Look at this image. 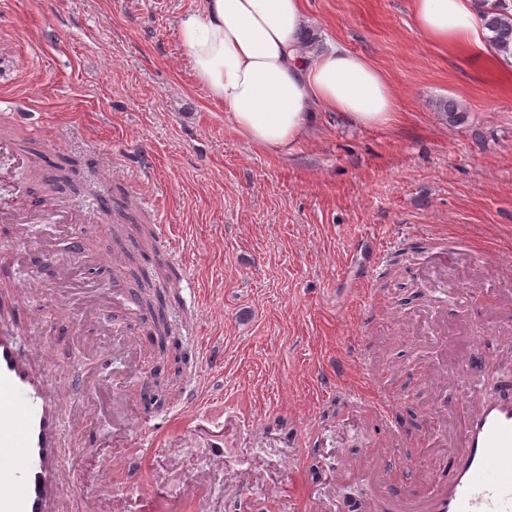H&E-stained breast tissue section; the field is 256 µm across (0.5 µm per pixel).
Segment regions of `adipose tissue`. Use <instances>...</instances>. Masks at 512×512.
Listing matches in <instances>:
<instances>
[{
    "instance_id": "adipose-tissue-1",
    "label": "adipose tissue",
    "mask_w": 512,
    "mask_h": 512,
    "mask_svg": "<svg viewBox=\"0 0 512 512\" xmlns=\"http://www.w3.org/2000/svg\"><path fill=\"white\" fill-rule=\"evenodd\" d=\"M411 11L419 30L451 54L507 70L473 0H411ZM306 23L304 0H201L179 22L193 77L234 130L259 148L297 144L319 108L365 126L395 118L388 77L340 47L306 52Z\"/></svg>"
}]
</instances>
